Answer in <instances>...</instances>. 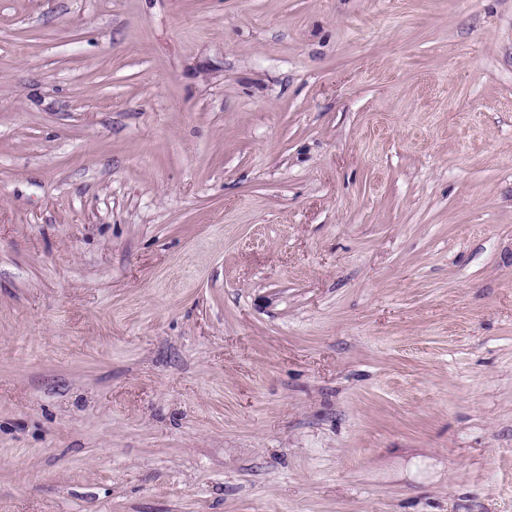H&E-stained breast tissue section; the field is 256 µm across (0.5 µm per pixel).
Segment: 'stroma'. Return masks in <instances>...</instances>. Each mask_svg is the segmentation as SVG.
Instances as JSON below:
<instances>
[{
    "instance_id": "obj_1",
    "label": "stroma",
    "mask_w": 512,
    "mask_h": 512,
    "mask_svg": "<svg viewBox=\"0 0 512 512\" xmlns=\"http://www.w3.org/2000/svg\"><path fill=\"white\" fill-rule=\"evenodd\" d=\"M0 512H512V0H0Z\"/></svg>"
}]
</instances>
